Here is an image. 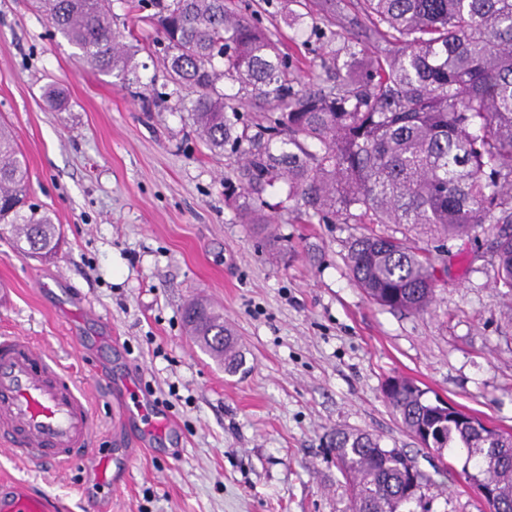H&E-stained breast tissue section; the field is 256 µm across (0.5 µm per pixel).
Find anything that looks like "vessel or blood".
Segmentation results:
<instances>
[{"mask_svg": "<svg viewBox=\"0 0 512 512\" xmlns=\"http://www.w3.org/2000/svg\"><path fill=\"white\" fill-rule=\"evenodd\" d=\"M88 392L30 338L0 336V446L20 461L63 470L75 461L102 482L109 459L97 452ZM58 502L25 485L0 482V512H56Z\"/></svg>", "mask_w": 512, "mask_h": 512, "instance_id": "obj_1", "label": "vessel or blood"}]
</instances>
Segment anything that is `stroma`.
<instances>
[{"instance_id":"1","label":"stroma","mask_w":512,"mask_h":512,"mask_svg":"<svg viewBox=\"0 0 512 512\" xmlns=\"http://www.w3.org/2000/svg\"><path fill=\"white\" fill-rule=\"evenodd\" d=\"M336 65L378 47L356 0H336ZM265 0L264 24L301 81L321 73L320 41L304 42ZM114 25L144 46L124 87L85 65L32 0H0V118L24 155L34 203L54 210L56 254L32 259L0 237V332L45 346L92 394L95 446L112 459L100 483L81 462L64 472L0 454V477L59 498L67 512H349L329 449L338 429L377 436L424 471L437 463L407 434L383 394L404 376L512 432V291L497 281L501 225L445 240L430 309L373 304L354 282L349 243L391 224H320L281 187L260 195L267 224L241 219L253 198L244 156L203 145L171 94L154 31L114 4ZM62 93L55 108L50 90ZM219 309L238 342L236 372L204 353L182 312ZM112 378L111 391L97 383ZM165 411L147 434L125 408L127 386ZM431 512H487L454 477Z\"/></svg>"}]
</instances>
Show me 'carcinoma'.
Wrapping results in <instances>:
<instances>
[{"instance_id": "cac0c4a2", "label": "carcinoma", "mask_w": 512, "mask_h": 512, "mask_svg": "<svg viewBox=\"0 0 512 512\" xmlns=\"http://www.w3.org/2000/svg\"><path fill=\"white\" fill-rule=\"evenodd\" d=\"M114 0H36L37 7L82 59L130 82L139 46L113 27ZM162 34L170 82L210 151L246 155L236 133L252 104L288 146L248 160L255 190L282 183L320 224L358 216L395 224L401 236L369 234L351 242L353 280L374 303L426 311L437 286L435 259L420 246L512 224V0H359L374 36L376 58L348 66L333 84L315 76L300 85L280 41L260 22L261 4L245 0H121ZM284 22L331 46L336 0H281ZM312 26L304 27L305 18ZM238 85L224 93V81ZM29 170L8 128L0 129V224L23 253L46 258L59 244L55 213L28 202ZM497 275L512 290V234L497 241ZM190 335L234 372V334L224 315L195 301L183 311ZM385 397L409 434L430 432V448L466 451L465 479L489 482L499 494L489 512H512V434H481L450 420L425 391L404 377ZM336 465L352 512H430L429 490L444 488L448 469L416 471L400 448H383L368 433L336 431ZM417 490L409 491L412 479Z\"/></svg>"}]
</instances>
